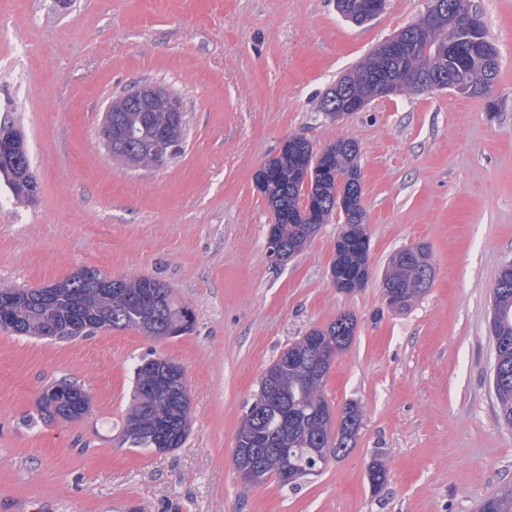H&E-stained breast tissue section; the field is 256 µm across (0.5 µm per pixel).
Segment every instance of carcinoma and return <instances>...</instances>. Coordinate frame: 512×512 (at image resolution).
Segmentation results:
<instances>
[{
	"label": "carcinoma",
	"mask_w": 512,
	"mask_h": 512,
	"mask_svg": "<svg viewBox=\"0 0 512 512\" xmlns=\"http://www.w3.org/2000/svg\"><path fill=\"white\" fill-rule=\"evenodd\" d=\"M446 2L448 11L455 16L456 35H451L448 29V15L424 14L420 19L422 28L408 55L394 59L383 56L381 48H375L326 92L320 110L334 118L336 109L343 108L345 101L361 102L372 86L385 81L393 83L398 93L432 90L434 86L428 79L444 73L461 78V94L488 96L499 74L498 57L485 62L481 48L462 41L448 50L450 40L467 36L469 5L468 0ZM130 100L129 96L119 98L122 106L112 113V127L102 130V135L109 138L121 128L136 130L140 145L134 150L112 146V160L126 166L133 152L138 166L156 167L175 141L173 135L166 141L158 140L161 132L173 130V113L161 109L137 112ZM0 144L9 150V156L27 151L21 131L10 120L0 124ZM316 154L323 155L326 164L325 171L320 173L311 171V160ZM358 154L357 142L349 138L316 151L307 139L295 136L283 141L276 155L258 170L255 180L261 184L273 216L268 240L278 244L280 262L302 252L336 211L339 199L347 198L353 185L360 184ZM32 183H37L33 167L19 169L8 156L0 155V185L8 188L15 199L34 201L35 196L28 190ZM339 234L346 247L338 262L355 278L369 265L370 237L363 208L356 206L345 212ZM417 252L411 263L389 262L383 276L384 282L401 292L404 309L428 290L419 280L418 267L430 263L429 250L419 245ZM87 273L88 270L80 269L41 288H0V329L18 336L59 340L88 335L83 330L85 319L99 328L135 329L155 339L174 338L192 330L193 324H183L189 307L176 301L165 283L152 277L114 279L112 288L103 290L87 279ZM346 323L349 328L343 336L337 325ZM355 327L354 315L342 313L284 349L295 356L294 362L283 364L279 356L268 367L274 396L267 397L265 386H260L255 401L243 416L236 444L238 448H251L262 441L270 449L260 474L262 480L279 475L284 453L301 480L313 460L314 449L332 448L334 459L339 460L354 447L361 425L359 407L346 404L338 429H333V414L323 385L336 352L349 348ZM491 333L499 361V376L493 385L497 422L512 428V265L499 271L492 288ZM158 365L156 360H147L135 368L134 403L122 432L123 443L131 448H156L166 442L169 448L176 449L183 447L188 438L191 407L187 402L181 403L183 392L187 391L184 374L173 366L169 380L162 382L158 379ZM38 412L50 422L75 420L46 395L39 399ZM387 474L382 459L371 461L368 480L373 491L383 488ZM479 512H512V485L490 494L480 504Z\"/></svg>",
	"instance_id": "carcinoma-1"
}]
</instances>
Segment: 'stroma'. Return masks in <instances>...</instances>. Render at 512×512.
I'll list each match as a JSON object with an SVG mask.
<instances>
[{
    "instance_id": "stroma-1",
    "label": "stroma",
    "mask_w": 512,
    "mask_h": 512,
    "mask_svg": "<svg viewBox=\"0 0 512 512\" xmlns=\"http://www.w3.org/2000/svg\"><path fill=\"white\" fill-rule=\"evenodd\" d=\"M499 59L488 98L449 89L371 101L343 118L325 92L416 22L429 0H388L359 25L336 0H0V119L24 130L35 202L0 188V286L81 269L150 276L195 313L156 340L134 329L73 340L0 331V512H476L512 484V429L490 369L491 290L512 261V0H475ZM143 84L179 96L181 151L154 170L113 167L99 141L111 98ZM359 146L371 281L330 282L341 226L321 225L282 265L255 185L289 137ZM427 246L431 287L408 310L380 283L396 251ZM348 312L350 348L324 383L333 414L358 403L354 448L296 486L243 483L241 419L283 349ZM179 363L191 401L184 447L123 444L136 366ZM77 382L87 414L46 422L37 401ZM384 459L380 493L367 481Z\"/></svg>"
}]
</instances>
